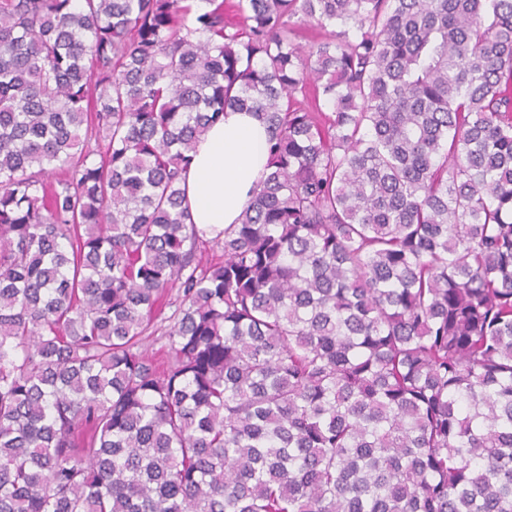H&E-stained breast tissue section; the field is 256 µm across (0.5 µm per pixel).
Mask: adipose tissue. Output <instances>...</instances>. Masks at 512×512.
Listing matches in <instances>:
<instances>
[{
	"label": "adipose tissue",
	"instance_id": "obj_1",
	"mask_svg": "<svg viewBox=\"0 0 512 512\" xmlns=\"http://www.w3.org/2000/svg\"><path fill=\"white\" fill-rule=\"evenodd\" d=\"M268 139L265 120L254 112L227 111L210 127L186 173L192 223L208 231L238 223L266 171Z\"/></svg>",
	"mask_w": 512,
	"mask_h": 512
}]
</instances>
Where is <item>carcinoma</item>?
Instances as JSON below:
<instances>
[{"label":"carcinoma","instance_id":"carcinoma-1","mask_svg":"<svg viewBox=\"0 0 512 512\" xmlns=\"http://www.w3.org/2000/svg\"><path fill=\"white\" fill-rule=\"evenodd\" d=\"M199 2L0 0V512H512V0ZM268 126L254 112H224L197 143L185 180L190 222L211 238L238 224L266 172ZM212 229H215L212 230Z\"/></svg>","mask_w":512,"mask_h":512}]
</instances>
